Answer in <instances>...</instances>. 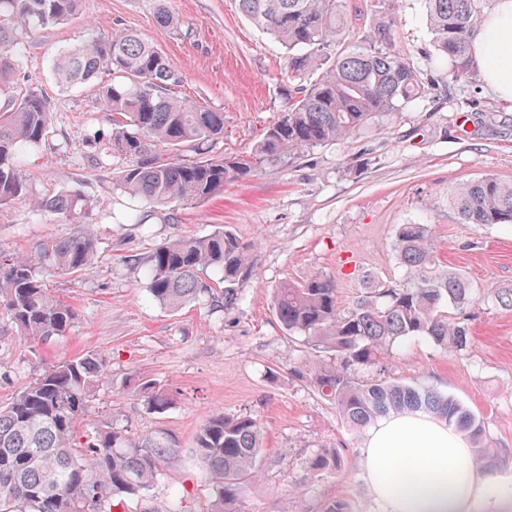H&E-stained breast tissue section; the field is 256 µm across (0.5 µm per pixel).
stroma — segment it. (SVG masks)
Returning <instances> with one entry per match:
<instances>
[{"label": "stroma", "mask_w": 512, "mask_h": 512, "mask_svg": "<svg viewBox=\"0 0 512 512\" xmlns=\"http://www.w3.org/2000/svg\"><path fill=\"white\" fill-rule=\"evenodd\" d=\"M396 5L394 50L444 77L447 65L434 58L423 0ZM161 6L175 28L158 22ZM118 30L138 33L174 64L173 96L223 113L224 136L209 154L251 151L287 106L285 50L242 16L236 0H83L67 23L18 34L13 85L40 90L53 121L23 157L29 199L0 206V247L25 252L72 232L63 217L31 204L66 188L98 200L89 222L99 244L85 270L47 279L79 313L68 335L45 343L17 335L0 340V401L48 364L94 352L108 376L81 433L109 420L128 437L169 448L153 486L129 500L130 512H210L212 490L193 455L195 436L210 416L243 413L261 423L263 457L242 512H285L296 490L309 512L329 499L346 502L349 512H374L359 467L362 441L331 403L291 378L296 346L273 314L271 293L282 281L320 272L335 280L341 304H349L363 272L405 277L392 249L396 230L427 224L441 263L463 272L486 302L475 309L462 354L410 340L391 370L455 396L512 453V312L487 302L495 289L512 286V225L462 224L448 208L452 184L485 174L512 182V102L475 78L446 99L404 108L247 182L227 184L209 199L156 208L113 186L122 162L108 150L112 123L95 105L97 81L66 86L54 73L60 52ZM132 208L150 234L129 222ZM224 225L253 246L252 268L232 309L206 302L169 311L150 298L145 266L125 263ZM146 381L169 394L166 410H146L139 390ZM322 448L337 449L344 466L309 479L307 461Z\"/></svg>", "instance_id": "35a3bbf8"}]
</instances>
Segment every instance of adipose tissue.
<instances>
[{
  "instance_id": "ef3b65f1",
  "label": "adipose tissue",
  "mask_w": 512,
  "mask_h": 512,
  "mask_svg": "<svg viewBox=\"0 0 512 512\" xmlns=\"http://www.w3.org/2000/svg\"><path fill=\"white\" fill-rule=\"evenodd\" d=\"M484 82L512 100V0H494L472 42ZM377 512H512V467L478 468L467 441L424 414H391L369 427L359 459Z\"/></svg>"
}]
</instances>
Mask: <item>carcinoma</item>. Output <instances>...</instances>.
Listing matches in <instances>:
<instances>
[{"label": "carcinoma", "mask_w": 512, "mask_h": 512, "mask_svg": "<svg viewBox=\"0 0 512 512\" xmlns=\"http://www.w3.org/2000/svg\"><path fill=\"white\" fill-rule=\"evenodd\" d=\"M239 11L280 41L288 58V106L247 154L206 156L203 147L224 137V113L172 97L167 83L174 64L138 35L117 31L91 40L56 61L59 79L82 83L101 72L112 83L98 88V105L112 121V156L126 160L115 186L145 201H197L242 182L267 166L343 140L405 106L451 94L454 83L475 76L472 39L485 0H425L435 57L448 63L436 82L392 48L393 0H371L373 17L361 36L350 31L345 0H236ZM82 0H0V87L13 82L19 63L12 53L18 30L62 24ZM52 124L48 99L35 88L0 112V206L29 195L18 165L22 151L40 143ZM173 157L160 160L154 149ZM39 211L76 225L66 236L26 253L0 249V313L17 335L47 341L65 336L77 309L51 294L44 274L78 273L94 260L97 235L85 222L98 201L64 189L34 201ZM448 208L462 224H512V183L492 175L448 189ZM404 280L366 275L351 306L342 308L336 283L321 272L273 290L277 321L299 341L293 378L330 401L342 423L361 436L389 413L432 414L464 434L475 464L497 468L501 450L485 422L455 397L432 386L406 382L389 366L411 339L443 353L468 348L472 308L469 279L437 257L427 224H402L393 241ZM252 262V244L222 227L157 246L147 258L148 292L177 311L205 298L238 303L236 285ZM224 274L217 289L208 271ZM106 379L103 360L86 352L56 361L0 406V512H126V499L156 481L169 448L151 439L123 440L108 424L85 438L78 429ZM147 409L165 410L169 395L142 387ZM262 430L250 415H215L195 438L199 465L212 479L211 512H241L248 485L259 476ZM342 457L321 448L307 462L309 478L340 470Z\"/></svg>", "instance_id": "carcinoma-1"}]
</instances>
